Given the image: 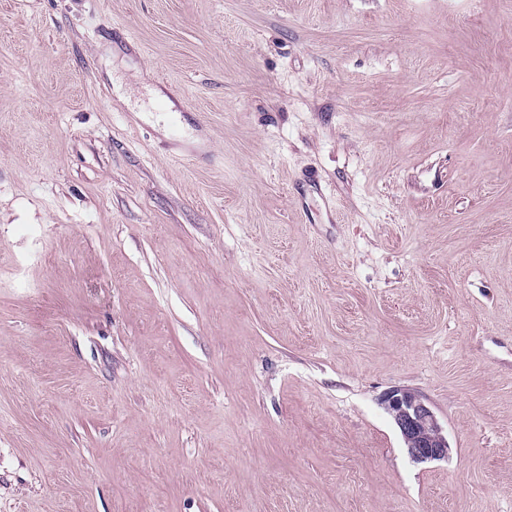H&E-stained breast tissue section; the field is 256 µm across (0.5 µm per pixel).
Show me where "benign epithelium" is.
I'll return each instance as SVG.
<instances>
[{
    "instance_id": "obj_1",
    "label": "benign epithelium",
    "mask_w": 512,
    "mask_h": 512,
    "mask_svg": "<svg viewBox=\"0 0 512 512\" xmlns=\"http://www.w3.org/2000/svg\"><path fill=\"white\" fill-rule=\"evenodd\" d=\"M383 405L412 460L423 463L448 458V438L433 411L417 394L392 390L384 396Z\"/></svg>"
}]
</instances>
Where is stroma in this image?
<instances>
[{
    "label": "stroma",
    "mask_w": 512,
    "mask_h": 512,
    "mask_svg": "<svg viewBox=\"0 0 512 512\" xmlns=\"http://www.w3.org/2000/svg\"><path fill=\"white\" fill-rule=\"evenodd\" d=\"M0 512H512V0H0ZM383 405L413 461L423 463L448 458V438L433 411L417 394L392 390L384 396Z\"/></svg>",
    "instance_id": "1"
}]
</instances>
